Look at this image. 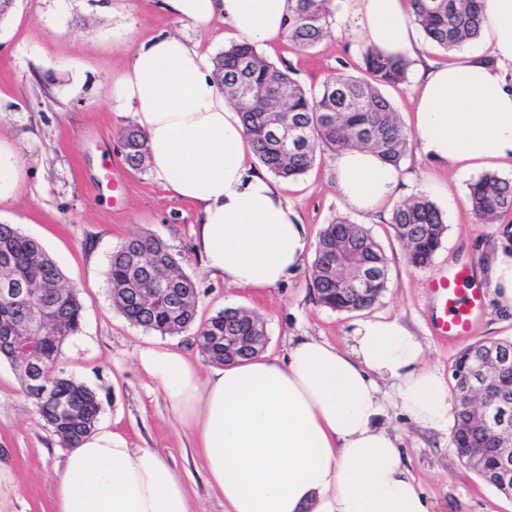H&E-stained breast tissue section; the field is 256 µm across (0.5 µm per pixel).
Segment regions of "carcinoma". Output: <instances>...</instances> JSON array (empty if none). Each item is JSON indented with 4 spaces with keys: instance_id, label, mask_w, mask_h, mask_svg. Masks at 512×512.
<instances>
[{
    "instance_id": "1",
    "label": "carcinoma",
    "mask_w": 512,
    "mask_h": 512,
    "mask_svg": "<svg viewBox=\"0 0 512 512\" xmlns=\"http://www.w3.org/2000/svg\"><path fill=\"white\" fill-rule=\"evenodd\" d=\"M285 33L295 51L313 48L327 33L334 16L333 0H288ZM415 22L425 36L450 51L476 38L485 21L484 0H410ZM363 75L339 72L317 88L306 89L287 68L264 59L256 47L235 42L212 58V74L225 98L239 112L254 151L267 170L284 180L307 173L316 148L337 152L367 147L397 166L412 144L382 87L407 80L410 60L383 54L374 46L362 50ZM126 162L135 170L148 160L146 136L134 125L120 132ZM468 204L476 218L490 224L512 214V181L485 174L471 183ZM390 224L404 245L409 264L431 265L448 225L440 209L425 196L397 205ZM348 254L343 267L336 255ZM378 270L369 286L358 280L359 264ZM317 301L339 312L374 306L388 279L384 250L371 231L347 217L336 216L319 233L312 262ZM158 278L171 285L165 296L143 302ZM17 279L28 289L27 306L42 312L43 322L26 328L38 346L36 363L25 362L0 344V358L19 371L22 390L60 444L75 448L97 423L100 404L88 386L67 376L61 367L65 341L78 332L82 318L79 289L70 282L40 243L11 224H0V282ZM106 283L114 306L132 324L162 336L192 333L200 350L216 364L249 359L257 354L250 337L264 324L253 314L227 307L195 325L198 297L185 271L183 257L153 234L126 239L112 256ZM25 309L0 300V336L24 321ZM494 351L495 362L483 360ZM454 425L451 443L458 455L488 485L512 493V476L505 480L496 454L480 447L478 438L512 442V425L494 428L489 417L512 399V340L479 341L464 348L452 368ZM495 383L493 391L473 392V382Z\"/></svg>"
}]
</instances>
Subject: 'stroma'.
<instances>
[{
    "mask_svg": "<svg viewBox=\"0 0 512 512\" xmlns=\"http://www.w3.org/2000/svg\"><path fill=\"white\" fill-rule=\"evenodd\" d=\"M159 0H128L125 34L103 13L99 0H15L0 20V137L13 141L24 169L15 200L0 206V224H12L38 240L66 277L78 286L83 307L80 330L63 347L67 374L94 389L101 401L99 425L123 434L130 447L160 450L183 478L198 512H224V500L205 481L192 434L185 429L137 356L144 347L179 350L203 371L211 362L191 336H163L131 324L113 305L105 283L113 251L127 238L152 233L185 258L196 284L198 321L227 307L258 314L268 331L266 351L283 356L292 336L307 333L340 347L350 344L355 321L378 316L401 318L422 339L425 364L450 378L466 342L512 338V315L484 302L467 340H446L433 328L435 301L429 281L466 265L476 269L487 252L492 225L475 220L466 202L476 173L434 167L419 144L401 161L426 183L425 194L443 212L447 235L432 264L410 266L389 223H371L388 259L387 291L373 307L336 312L320 305L311 267L303 265L286 284L268 290L236 288L212 279L192 250L194 208L168 196L152 170L126 165L118 148L120 130L131 124L130 110L115 109L110 85L140 41L166 30L198 42L208 55L231 44L227 26L215 22L197 30L164 13ZM363 43L354 33L348 0H336L330 33L312 49L288 43L263 50L278 67L290 68L304 87H317L343 70L359 74ZM112 159L123 175L121 206H113L102 179ZM332 156L317 152L303 176L285 181L284 192L299 210L310 238L345 210L327 178ZM404 436L406 462L435 512H512V497L484 483L459 458L449 435L391 419ZM63 448L21 389L13 366L0 360V497L11 512H53L51 476L63 468Z\"/></svg>",
    "mask_w": 512,
    "mask_h": 512,
    "instance_id": "35a3bbf8",
    "label": "stroma"
}]
</instances>
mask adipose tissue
<instances>
[{"mask_svg":"<svg viewBox=\"0 0 512 512\" xmlns=\"http://www.w3.org/2000/svg\"><path fill=\"white\" fill-rule=\"evenodd\" d=\"M355 30L392 56H422L409 0H352ZM205 29L269 45L284 37L288 0H162ZM486 48L422 66L413 135L433 164L466 173L512 168V0H485ZM112 100L145 134L149 163L171 197L201 219L193 251L210 277L276 288L302 267L312 241L282 184L250 164L239 113L211 76L199 45L167 31L139 43L112 78ZM328 176L348 211L390 216L415 180L367 149L337 152ZM501 313L512 314V230L489 248L484 272ZM418 337L397 318L355 322L352 345L293 337L283 358L265 354L202 375L183 353L149 347L142 369L193 434L224 512H431L389 421L447 431L448 385L423 362ZM55 512H195L160 451L129 447L104 428L88 434L54 478Z\"/></svg>","mask_w":512,"mask_h":512,"instance_id":"obj_1","label":"adipose tissue"}]
</instances>
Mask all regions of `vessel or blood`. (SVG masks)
<instances>
[{
  "instance_id": "b4317fda",
  "label": "vessel or blood",
  "mask_w": 512,
  "mask_h": 512,
  "mask_svg": "<svg viewBox=\"0 0 512 512\" xmlns=\"http://www.w3.org/2000/svg\"><path fill=\"white\" fill-rule=\"evenodd\" d=\"M438 314L434 329L439 336L461 339L468 336L474 318L481 309L480 288L467 268L434 278L430 283Z\"/></svg>"
}]
</instances>
